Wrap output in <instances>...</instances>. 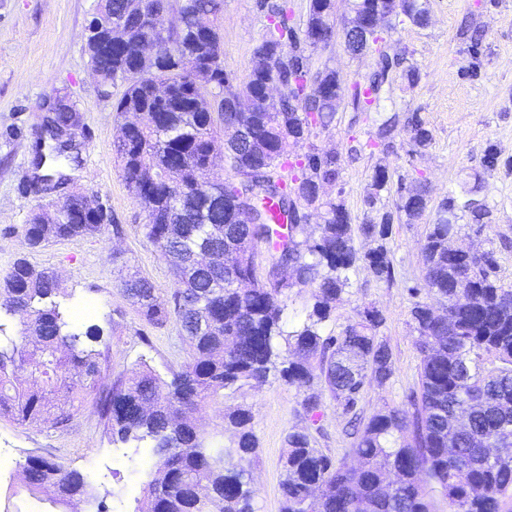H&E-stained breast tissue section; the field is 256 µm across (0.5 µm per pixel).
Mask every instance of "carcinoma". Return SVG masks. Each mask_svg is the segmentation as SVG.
<instances>
[{
  "label": "carcinoma",
  "mask_w": 512,
  "mask_h": 512,
  "mask_svg": "<svg viewBox=\"0 0 512 512\" xmlns=\"http://www.w3.org/2000/svg\"><path fill=\"white\" fill-rule=\"evenodd\" d=\"M102 8L121 21V30L112 49L90 40L87 48L101 81L126 84L114 104L117 117L139 112V125L118 137L115 154L147 213L146 238L173 269V307L161 304L135 271L120 286L143 321L163 327L175 319L192 346L190 361L168 381L145 364L115 381L100 399L104 427L122 441L154 442L151 480L135 512H254L248 466L258 442L250 411H219L220 428L207 439L192 419L198 409L218 403L226 389L265 381L284 335L297 353L282 362L284 380L301 390L320 379L346 413H356L370 379L383 385L393 374L391 350L375 334L383 321L379 311L336 336L320 333L357 262L380 280L391 279L393 269L386 246L391 214L352 224L342 200L322 195L325 184L340 178L338 154L307 145L315 131L329 129L340 103L336 71H312L311 54L320 46H305L314 31L335 24L336 0H310L299 33L289 25L285 0H256L269 25L241 82L224 66V0H153L147 7L142 0H103ZM154 12L179 13L183 24L162 35L149 18ZM372 14L418 27L428 19L425 0H348L343 38L349 54L362 55L381 40L367 23ZM146 39L158 41L150 63L133 52ZM186 54L200 61L194 73L181 66ZM400 64L377 50L368 82L353 84L354 110H370ZM272 77L292 92L267 99L264 86ZM242 102L252 108L250 122L236 134ZM72 120L71 113L57 112L50 121L55 159L67 148L60 138ZM408 128L416 148L431 144L417 115ZM223 133L230 173L220 179L208 171L206 158ZM243 195L255 224L236 208ZM297 197L319 214L316 239L308 225L296 223ZM398 209L407 221L418 220L428 209L425 192L401 196ZM459 211L476 224L490 218L471 189L444 199L428 227L421 245L425 281L445 315L420 302L411 308L423 354L419 392L410 395L409 408L380 410L357 428L353 466L334 463L303 432L288 434L282 512H437L430 484L440 489L448 512H506L512 500V289L496 284L494 253L450 250L448 238L460 232L451 218ZM107 224L122 232L109 213L89 214L85 197L73 193L62 205L35 212L26 239L39 247L99 234ZM357 231L376 242L363 255L354 245ZM256 242L273 245L272 263L290 276L270 287L253 282L247 251ZM197 250L213 253L217 262L189 268ZM227 254L234 255L231 273L224 267ZM296 284L316 288L315 303L302 327L287 333L281 316L286 290ZM60 294L55 276L23 259L0 281V311L25 316L21 335L0 345V417L63 426L83 393L97 385L100 352L92 344L100 332L95 326L68 330ZM226 427L235 431L232 448L217 440ZM22 483L33 495L51 490V505L63 512L75 499L94 498L80 472L41 457L26 460Z\"/></svg>",
  "instance_id": "obj_1"
}]
</instances>
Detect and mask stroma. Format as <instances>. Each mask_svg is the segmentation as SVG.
<instances>
[{"label":"stroma","mask_w":512,"mask_h":512,"mask_svg":"<svg viewBox=\"0 0 512 512\" xmlns=\"http://www.w3.org/2000/svg\"><path fill=\"white\" fill-rule=\"evenodd\" d=\"M429 23L404 25L386 32L388 54H401L418 72L408 82L397 69L389 87L369 112L354 111L342 98L329 131L315 137L324 150L340 156L338 183L324 186L328 197H342L353 223H362L366 201L376 196L379 213L393 217L387 240L393 264L391 280L376 279L364 265L349 273V284L329 318L323 335H337L360 320L368 309L380 310V340L392 350L394 374L385 385L370 383L359 401L364 415L381 408L407 405L420 388L421 354L416 346L410 309L414 303L435 304L429 291L420 246L447 194L462 193L477 183L478 195L492 212L486 226L461 215L454 245L464 250L495 253V277L512 288V0H427ZM97 0H0V278L17 259L54 273L65 290L63 306L79 326L98 325L103 335L101 388L148 364L162 377L190 359V344L175 323L148 325L119 286L125 266L135 267L155 287L161 302L174 288L166 260L142 232L146 213L129 192L119 171L113 143L120 124L113 110L123 84L102 85L94 75L86 50L87 27ZM267 21L255 0H224V64L245 77L253 52L262 40ZM479 45H472V33ZM314 68L330 67L343 90L365 82L375 68L373 55L349 54L342 40L312 55ZM67 104L78 123L66 138L70 161L56 191H42L34 174L35 145L56 103ZM418 115L433 140L415 151L405 126H398L390 146L378 145L376 131L390 115ZM499 154V164L482 165L487 148ZM384 168L389 181L374 191L372 176ZM423 188L429 200L422 219L407 223L397 204L401 191ZM73 192L102 204L123 232L111 228L93 236L74 237L33 248L25 237L31 215L39 208ZM312 388L323 395L316 416L303 408L305 393L288 385L279 372L260 384L250 383L224 393L222 408L208 407L196 415L204 435H211L221 419L219 410L247 407L258 448L250 465L255 512H281L283 469L281 457L289 433L301 431L335 462L353 463V440L346 433L348 417L324 385ZM98 390L88 392L65 426H21L0 418V449L11 466L0 472V512H50L47 501L21 486L26 458L40 456L69 470L81 471L103 499L107 512H135L152 463L149 443L123 444L106 434L97 401Z\"/></svg>","instance_id":"obj_1"}]
</instances>
